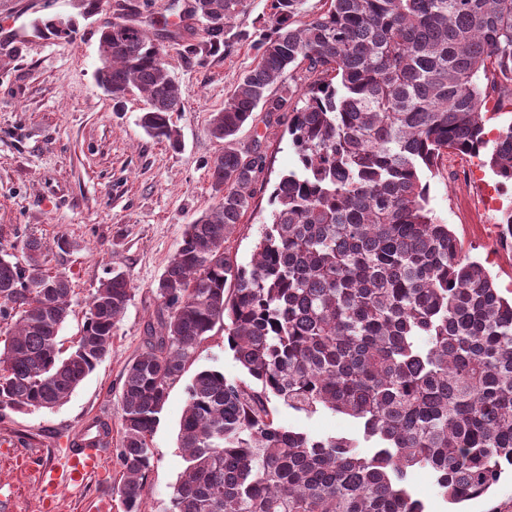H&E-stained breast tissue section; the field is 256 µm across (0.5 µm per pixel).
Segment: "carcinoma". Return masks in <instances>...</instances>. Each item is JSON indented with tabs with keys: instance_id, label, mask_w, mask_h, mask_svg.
I'll list each match as a JSON object with an SVG mask.
<instances>
[{
	"instance_id": "1",
	"label": "carcinoma",
	"mask_w": 512,
	"mask_h": 512,
	"mask_svg": "<svg viewBox=\"0 0 512 512\" xmlns=\"http://www.w3.org/2000/svg\"><path fill=\"white\" fill-rule=\"evenodd\" d=\"M204 39L197 62L240 40L230 21L247 0H194ZM305 0H271L270 26L209 132L218 202L186 225L157 280L147 345L120 395L123 512H146L150 436L205 336L224 325L245 378L197 372L180 423L187 466L168 512H426L408 470L429 473L461 504L512 468V300L429 208L422 173L449 155L480 156L490 94L512 105V0H327L297 24ZM118 0L99 39L98 80L114 100L136 89L142 128L180 145L170 113L182 94L143 24ZM290 74L293 84L283 82ZM288 113L297 168L270 195L271 222L242 265L225 242L252 206L266 156L237 133L256 110ZM488 164L512 184V124ZM26 237L22 258L0 251V408L61 405L112 348L132 299L112 267L88 302L68 354V275ZM353 417L359 437H312L284 426L279 406ZM95 421L81 442L110 445Z\"/></svg>"
}]
</instances>
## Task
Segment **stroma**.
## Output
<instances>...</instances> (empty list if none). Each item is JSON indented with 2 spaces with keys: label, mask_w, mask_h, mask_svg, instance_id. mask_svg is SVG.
Instances as JSON below:
<instances>
[{
  "label": "stroma",
  "mask_w": 512,
  "mask_h": 512,
  "mask_svg": "<svg viewBox=\"0 0 512 512\" xmlns=\"http://www.w3.org/2000/svg\"><path fill=\"white\" fill-rule=\"evenodd\" d=\"M115 0H0V19L14 20L0 30V248L11 250L28 236L53 242L66 235L74 251L54 253L49 266L69 274L75 290L72 313L59 332L63 348L79 334L91 293L112 265L126 269L134 296L123 314L112 350L53 409L0 410V512H44L37 471L53 462L56 438L80 436L93 421L111 427L112 443L121 438L119 395L127 363L144 351L146 325L155 320L156 282L176 250L187 224L217 203L209 166L224 143L208 132L212 113L224 107L244 70L255 63L251 39L269 23L270 0H248L233 21L242 39L231 54L217 53L199 64L182 57V42L202 40L201 28L183 32L181 40L162 38L166 68L179 84L183 105L171 113L182 147L149 137L139 119L147 107L140 92L114 103L97 81L99 38ZM71 18L68 38L45 40L33 34L35 19ZM287 117L255 112L238 134L243 146L259 145L267 157L263 186L251 209L229 237L233 257L251 260L256 241L271 216L269 195L281 173L296 167ZM429 206L471 258L480 261L500 291L512 289V258L491 250L498 224L512 210V186L495 187L499 205L485 213L465 207L474 188L457 179L451 160L425 173ZM213 369L233 379L240 364L227 348L223 326H215L201 343L182 378L173 383L151 437L154 453L147 477L148 512H166L173 485L186 467L178 446L179 423L187 387L201 370ZM288 427L320 437L357 434L347 415L322 410L307 416L280 408ZM31 444H22V437ZM121 468L87 477L61 492L51 512H122L113 486Z\"/></svg>",
  "instance_id": "stroma-1"
}]
</instances>
